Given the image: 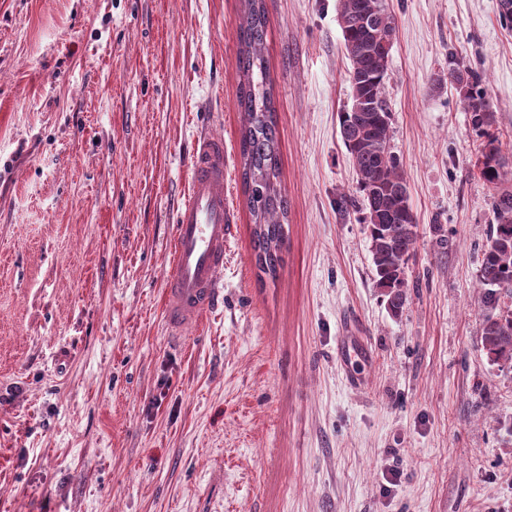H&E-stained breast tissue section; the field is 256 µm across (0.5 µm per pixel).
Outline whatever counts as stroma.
<instances>
[{"mask_svg": "<svg viewBox=\"0 0 512 512\" xmlns=\"http://www.w3.org/2000/svg\"><path fill=\"white\" fill-rule=\"evenodd\" d=\"M386 2L418 224L397 313L341 206L359 192L338 0H265L273 278L242 187L241 0H0V512H512V367L487 361L477 285L493 190L448 79L484 74L512 172V23L500 0ZM208 134L234 211L224 300L176 338L174 218Z\"/></svg>", "mask_w": 512, "mask_h": 512, "instance_id": "1", "label": "stroma"}]
</instances>
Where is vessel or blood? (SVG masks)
Wrapping results in <instances>:
<instances>
[{
	"label": "vessel or blood",
	"instance_id": "vessel-or-blood-1",
	"mask_svg": "<svg viewBox=\"0 0 512 512\" xmlns=\"http://www.w3.org/2000/svg\"><path fill=\"white\" fill-rule=\"evenodd\" d=\"M188 197L178 209L165 289L169 333L182 335L223 297L224 238L233 223L227 199L224 141L198 139L190 159Z\"/></svg>",
	"mask_w": 512,
	"mask_h": 512
}]
</instances>
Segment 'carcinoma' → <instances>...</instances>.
Returning <instances> with one entry per match:
<instances>
[{
	"mask_svg": "<svg viewBox=\"0 0 512 512\" xmlns=\"http://www.w3.org/2000/svg\"><path fill=\"white\" fill-rule=\"evenodd\" d=\"M374 16L371 30L358 18ZM338 23L344 55L349 60L347 80L352 91H365L376 103L370 112L340 113V135L355 170L361 193L362 223L366 224L377 286L388 297L393 312L407 302V271L415 254L417 224L409 198L396 189L407 186L400 159L389 149L390 110L386 99L389 55L371 52L368 45L380 42L395 30L392 13L384 0H339ZM239 90L241 114L240 156L244 194L251 216L254 249L261 272L277 276L280 252L285 243L284 220L288 199L280 184L278 127L267 61V17L264 0H243L238 32ZM448 79L467 87L464 109L473 130L482 138L480 176L496 186L504 180L502 148L490 131L494 115L475 112L474 101L485 97L483 74L456 68ZM495 224L491 226L477 274L483 307L482 341L487 359L512 364V189L493 196Z\"/></svg>",
	"mask_w": 512,
	"mask_h": 512,
	"instance_id": "carcinoma-1",
	"label": "carcinoma"
}]
</instances>
